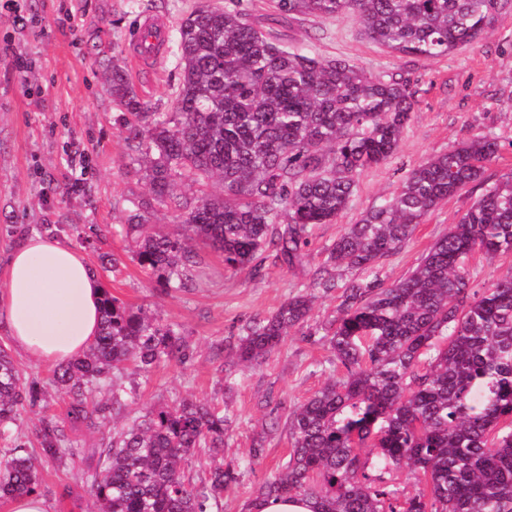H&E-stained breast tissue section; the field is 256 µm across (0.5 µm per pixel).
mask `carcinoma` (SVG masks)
Returning <instances> with one entry per match:
<instances>
[{"label": "carcinoma", "instance_id": "obj_1", "mask_svg": "<svg viewBox=\"0 0 512 512\" xmlns=\"http://www.w3.org/2000/svg\"><path fill=\"white\" fill-rule=\"evenodd\" d=\"M501 2L275 0L271 23L355 14L364 35L390 52L439 58L480 40ZM172 44L180 82L166 112L140 98L112 60V98L129 115L125 140L151 191L121 235L138 265L169 288L192 281L194 243L219 254L226 270L270 249L294 266L311 226L335 223L360 176L395 155L418 105L404 82L255 25L241 0H199ZM498 157L497 139L477 135L419 164L329 246L307 292L244 329L238 357L259 365L308 321L310 292L343 288L330 323L328 381L288 415V461L257 498L300 497L315 512H512V270L478 293L468 266L475 252L512 253V173L484 177ZM214 180L218 192L209 191ZM182 184L198 186L200 197L179 230L166 233L149 215L177 199ZM472 184L482 192L406 277L388 285L372 277L430 212ZM340 268L356 277L339 284ZM186 357L179 334L106 291L98 335L83 357L54 371V384L71 422L92 423L106 406L89 399L90 387L107 388L112 405H122L112 370ZM40 394L1 348V436ZM225 422L201 402L148 410L100 453L90 487L97 512H222L240 465L221 460L197 482L183 465L200 449L224 456ZM64 439L54 419L42 420L41 456L63 462ZM403 465L424 481L410 497L387 478ZM41 486L26 449L0 448V499L39 495Z\"/></svg>", "mask_w": 512, "mask_h": 512}]
</instances>
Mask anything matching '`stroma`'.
Listing matches in <instances>:
<instances>
[{"label": "stroma", "instance_id": "obj_1", "mask_svg": "<svg viewBox=\"0 0 512 512\" xmlns=\"http://www.w3.org/2000/svg\"><path fill=\"white\" fill-rule=\"evenodd\" d=\"M194 0H0V276L24 238L53 237L79 250L104 288L132 311H146L185 337L189 356L142 371L126 364L119 379L124 405L96 425L67 428L62 445L68 468L40 459L42 497L49 512H93L90 484L99 454L113 436L147 410L193 397L216 404L228 418L224 459L247 458L254 439L265 451L242 469L224 493L223 512H249L258 485L274 478L290 448L287 418L327 380L333 353L326 339L340 303L338 292L315 294L309 321L290 329L262 364H237L236 345L250 322L273 314L324 265L328 246L363 212L398 189L426 159L478 134L496 137L499 158L491 177L512 172V10H503L476 44L424 59L397 56L367 40L356 17H302L284 33L323 57H345L373 76L408 81L418 100L396 154L365 172L348 209L334 224L312 229L299 264L287 267L264 253L260 270L225 269L211 249L187 288L165 287L137 264L116 226L128 223L132 202L149 187L125 140L123 108L112 99V60L129 59L132 35L144 15L178 25ZM179 68L170 47L131 84L158 111H167ZM470 186L441 203L417 225L407 243L377 268L380 279L406 276L479 195ZM13 358L25 382L42 396L24 403L17 428L0 448L23 445L38 454L44 417L65 419L66 404L53 383V366L22 353Z\"/></svg>", "mask_w": 512, "mask_h": 512}]
</instances>
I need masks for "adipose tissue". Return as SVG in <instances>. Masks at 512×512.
Returning a JSON list of instances; mask_svg holds the SVG:
<instances>
[{
  "instance_id": "1",
  "label": "adipose tissue",
  "mask_w": 512,
  "mask_h": 512,
  "mask_svg": "<svg viewBox=\"0 0 512 512\" xmlns=\"http://www.w3.org/2000/svg\"><path fill=\"white\" fill-rule=\"evenodd\" d=\"M103 287L84 255L56 239L16 245L0 280V318L14 346L43 364L81 356L97 336Z\"/></svg>"
}]
</instances>
